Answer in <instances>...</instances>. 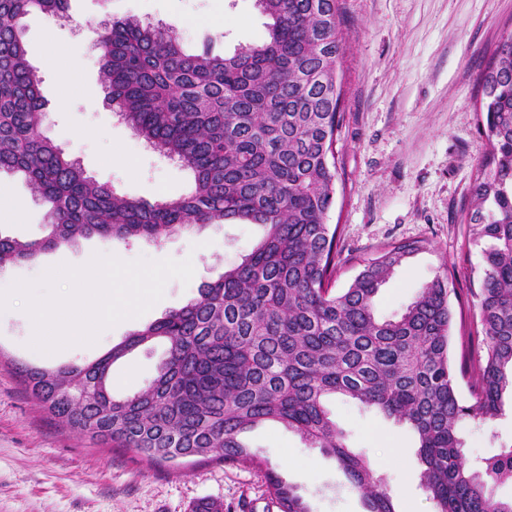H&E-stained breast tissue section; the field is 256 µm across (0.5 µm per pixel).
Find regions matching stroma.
<instances>
[{"mask_svg": "<svg viewBox=\"0 0 512 512\" xmlns=\"http://www.w3.org/2000/svg\"><path fill=\"white\" fill-rule=\"evenodd\" d=\"M68 15L57 21L33 12L22 20L28 59L42 77L44 135L118 194L152 203L189 193L191 171L115 116L94 49L98 24L135 17L173 28L186 51L210 36L216 53L230 54L267 37L268 19L256 0H69ZM341 31L342 121L328 218L340 233L336 285L346 287L386 246L429 240L430 250L411 258L381 289L377 312L383 318L399 314L439 270H447L454 315L450 359L459 363L483 268L482 248L464 222L485 140L483 74L496 45L512 35V0H342ZM77 39L85 46L78 74H70L63 59L56 68L44 67L45 54ZM0 191L23 204L18 219L0 221V235L42 239L47 207L25 179L1 174ZM264 233L263 225L228 221L159 241L91 235L44 251L36 261L0 268L1 277L34 280L44 266H78L96 253L125 261L188 258L195 267L189 284L169 280L149 311L103 330L89 346L40 353L29 346L27 313L17 306L0 311V512H191L201 499L214 501L220 512H278L263 470L215 462L149 467L132 453L59 430L15 369L19 362L55 367L95 361L198 298L203 284L240 264ZM166 349L155 340L113 364V395L147 387ZM327 408L347 446L384 479L399 512H434L419 486L416 440L405 426L347 398L329 400ZM461 436L473 463L511 445L512 397L504 396L493 419L465 422ZM244 439L310 512H366L335 460L297 433L266 423Z\"/></svg>", "mask_w": 512, "mask_h": 512, "instance_id": "35a3bbf8", "label": "stroma"}]
</instances>
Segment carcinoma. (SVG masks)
<instances>
[{"label": "carcinoma", "mask_w": 512, "mask_h": 512, "mask_svg": "<svg viewBox=\"0 0 512 512\" xmlns=\"http://www.w3.org/2000/svg\"><path fill=\"white\" fill-rule=\"evenodd\" d=\"M267 38L216 56L189 53L167 27L136 18L99 24L101 82L139 137L193 173L190 194L155 203L119 196L87 176L42 132V77L30 65L21 20L67 17L68 0H0V173H19L48 205L39 241L0 237V267L81 236L159 241L185 228L245 220L266 234L251 254L190 304L133 333L83 366L16 364L25 387L61 429L112 443L150 465H260L240 439L273 420L335 459L366 512H397L370 462L346 448L324 402L341 396L375 409L418 438L420 485L434 512H512L493 488L512 484V445L467 466L460 425L492 418L512 389V36L483 76L486 142L464 219L483 250L477 294L479 350L450 360L448 272L403 312L383 319L380 288L426 239L381 249L350 284L332 288L343 55L341 0H257ZM167 341L151 384L112 394V365L138 345ZM468 377L465 401L457 374ZM279 512H309L274 470Z\"/></svg>", "instance_id": "1"}]
</instances>
